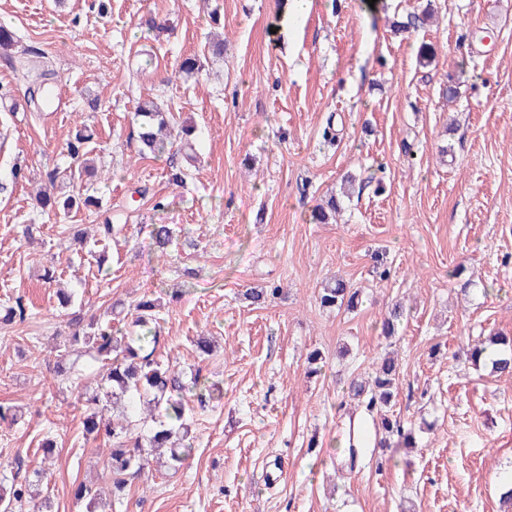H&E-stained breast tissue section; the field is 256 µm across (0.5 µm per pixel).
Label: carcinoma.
I'll return each mask as SVG.
<instances>
[{
	"label": "carcinoma",
	"mask_w": 512,
	"mask_h": 512,
	"mask_svg": "<svg viewBox=\"0 0 512 512\" xmlns=\"http://www.w3.org/2000/svg\"><path fill=\"white\" fill-rule=\"evenodd\" d=\"M16 71L28 81L29 102L36 101L53 79L54 72L41 60L22 56ZM136 117L139 119L141 152L154 156L170 155L172 142L158 137V132L171 126L172 115L162 110L152 100L140 102ZM91 135L86 129L76 130L66 146L72 160L67 167L55 169L48 176V185L40 191L36 201L41 209L56 203L57 183L83 182L92 169L88 158ZM337 202L331 199L327 207L316 206L313 219L326 224L336 215ZM151 238L160 253L173 239V230L167 224H155ZM317 301L323 309L353 312L361 302V290L342 279L321 289ZM156 303L149 298L135 305L132 320L134 330H124L106 316H94L84 321L79 312L71 313L68 320L70 332L63 347L58 349L56 360L62 364L71 355H84L96 368L97 390L80 394L79 401L86 414L84 427L88 435H105L112 440V454L107 467L112 473L113 485L123 486L127 477L140 475L151 467L152 457L161 448L169 450L168 467L176 469L188 459L191 445L182 442L190 433L187 423L184 392L188 386L200 387L198 380L188 384L183 373L170 362L158 359L161 343L160 330L155 327ZM406 318V311L394 302L382 323V334L389 339L398 333ZM492 347L489 358L491 372L501 378L512 379V336L499 332L477 340L466 350L468 360L479 365L487 347ZM400 369L395 359L385 356L376 362L366 376L349 384L351 396L360 399L368 396L366 410L376 413L378 428L385 434L402 438L413 444L412 436L404 432L401 422L394 418L389 408L397 396ZM44 471H34V479L17 480L16 476L0 478V512H15L16 506L26 501L28 488L41 483Z\"/></svg>",
	"instance_id": "obj_1"
}]
</instances>
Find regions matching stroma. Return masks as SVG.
Here are the masks:
<instances>
[{
  "label": "stroma",
  "mask_w": 512,
  "mask_h": 512,
  "mask_svg": "<svg viewBox=\"0 0 512 512\" xmlns=\"http://www.w3.org/2000/svg\"><path fill=\"white\" fill-rule=\"evenodd\" d=\"M428 6L433 22L410 27ZM148 16L165 31L148 30ZM0 24L16 37L0 54V305L21 296L30 312L0 327V403L22 412L0 423V467H45L48 512H88L74 497L84 482L111 512H507L512 381L472 369L462 350L512 331V0H313L299 23L289 0H108L103 12L94 0H0ZM212 33L223 61L180 73ZM424 42L436 51L427 66ZM26 50L51 62L69 111L26 105L13 69ZM146 98L195 128L184 186L169 183L165 159L140 153ZM82 126L105 175L99 204L40 212L34 193L67 166ZM348 175L336 223H312ZM102 210L123 237L82 249L75 228L92 230ZM153 224L185 229L196 247L156 252ZM459 267L474 287L453 277ZM338 277L361 288L356 312L319 307L318 289ZM274 286L265 304L244 296ZM60 288L90 316L159 299L162 358L217 394L186 392L193 453L178 470L113 494L112 443L86 437L77 400L93 375L52 371ZM396 300L410 315L389 341L380 323ZM200 336L211 356L198 355ZM391 349L393 411L417 445L366 446L349 461V419L364 414L349 382ZM314 350L323 363L311 376Z\"/></svg>",
  "instance_id": "obj_1"
}]
</instances>
